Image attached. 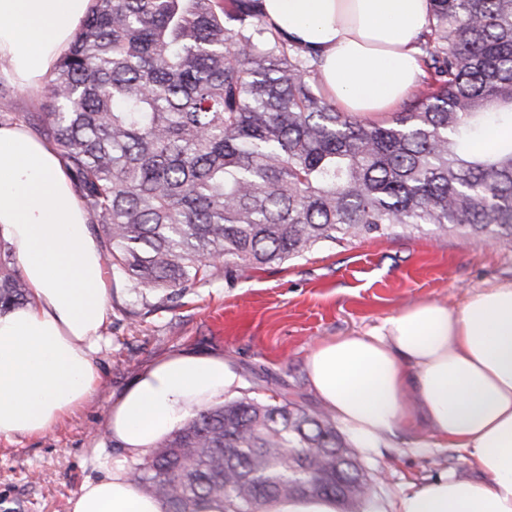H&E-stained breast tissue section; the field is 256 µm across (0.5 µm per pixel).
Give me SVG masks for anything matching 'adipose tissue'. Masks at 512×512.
Returning a JSON list of instances; mask_svg holds the SVG:
<instances>
[{
    "mask_svg": "<svg viewBox=\"0 0 512 512\" xmlns=\"http://www.w3.org/2000/svg\"><path fill=\"white\" fill-rule=\"evenodd\" d=\"M90 0H0V76L50 78ZM265 21L314 52L338 110L391 111L422 70L416 43L431 0H262ZM0 238L28 285L0 313V439L40 436L95 393L94 353L112 283L59 150L24 124L0 125ZM311 386L359 447L423 421L438 448H457L477 475H438L395 512H512V282L451 310L418 303L363 335L317 343ZM238 376L223 355L181 350L141 371L113 402L108 431L137 459ZM123 465L86 481L69 512H165Z\"/></svg>",
    "mask_w": 512,
    "mask_h": 512,
    "instance_id": "adipose-tissue-1",
    "label": "adipose tissue"
}]
</instances>
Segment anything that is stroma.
<instances>
[{"mask_svg": "<svg viewBox=\"0 0 512 512\" xmlns=\"http://www.w3.org/2000/svg\"><path fill=\"white\" fill-rule=\"evenodd\" d=\"M47 105L43 86L0 78L1 124L38 131ZM511 281L512 243L428 226L322 246L242 276L218 268L207 282L174 296L113 277L110 317L94 355L99 389L46 434L0 440V512H69V499L86 480L125 461L104 430L107 413L158 358L184 348L220 352L240 378L225 400L273 397L318 409L306 369L318 342L369 332L417 303L456 309L476 292ZM429 440L418 423L374 451L356 450L371 486L361 512H384L444 471L473 476L460 451L431 447Z\"/></svg>", "mask_w": 512, "mask_h": 512, "instance_id": "35a3bbf8", "label": "stroma"}]
</instances>
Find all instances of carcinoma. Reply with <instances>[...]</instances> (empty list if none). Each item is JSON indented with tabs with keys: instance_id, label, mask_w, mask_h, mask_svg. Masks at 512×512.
<instances>
[{
	"instance_id": "1",
	"label": "carcinoma",
	"mask_w": 512,
	"mask_h": 512,
	"mask_svg": "<svg viewBox=\"0 0 512 512\" xmlns=\"http://www.w3.org/2000/svg\"><path fill=\"white\" fill-rule=\"evenodd\" d=\"M424 71L382 122L336 109L319 60L273 31L260 0H94L48 82L44 135L135 288L194 286L224 258L240 273L397 228L512 242V0H432ZM0 246V312L29 300ZM167 512H270L277 501L368 499L324 411L244 397L199 411L129 465Z\"/></svg>"
}]
</instances>
